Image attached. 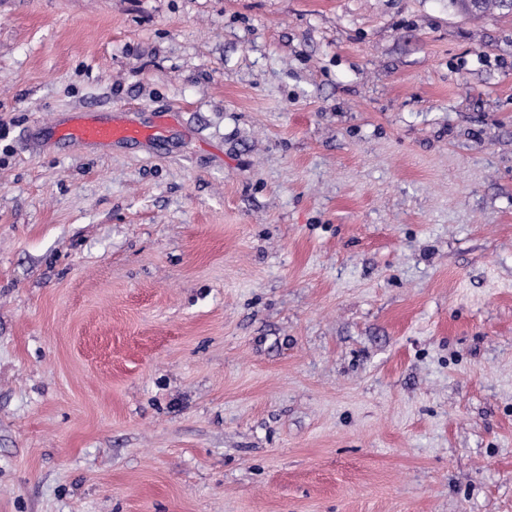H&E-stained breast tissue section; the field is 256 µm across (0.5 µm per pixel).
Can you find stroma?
<instances>
[{
	"mask_svg": "<svg viewBox=\"0 0 512 512\" xmlns=\"http://www.w3.org/2000/svg\"><path fill=\"white\" fill-rule=\"evenodd\" d=\"M0 512H512V16L0 0ZM71 138L87 142H120L150 138L152 134L136 125L103 121L93 112H87L67 128Z\"/></svg>",
	"mask_w": 512,
	"mask_h": 512,
	"instance_id": "obj_1",
	"label": "stroma"
}]
</instances>
